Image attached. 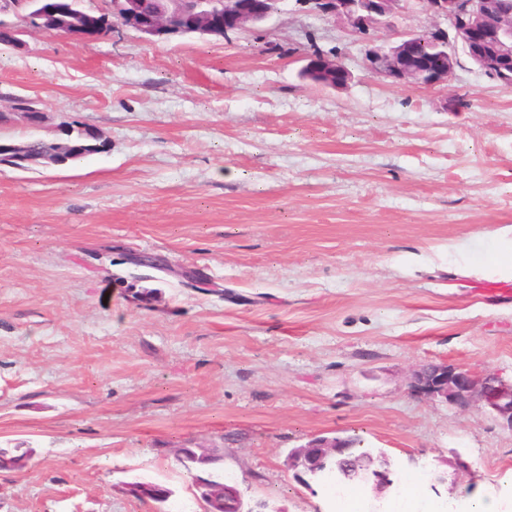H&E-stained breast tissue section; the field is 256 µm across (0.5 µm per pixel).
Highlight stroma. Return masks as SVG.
Returning <instances> with one entry per match:
<instances>
[{"label":"stroma","mask_w":512,"mask_h":512,"mask_svg":"<svg viewBox=\"0 0 512 512\" xmlns=\"http://www.w3.org/2000/svg\"><path fill=\"white\" fill-rule=\"evenodd\" d=\"M25 41L0 88L44 123L0 139L76 122L108 148L0 164V448L30 451L0 512H157L135 480L204 512L181 448L220 449L247 501L339 512L284 461L354 434L457 512L512 495V430L409 389L429 363L512 379V87L463 54L445 87L380 81L296 0L226 39ZM316 53L351 83L302 79Z\"/></svg>","instance_id":"1"}]
</instances>
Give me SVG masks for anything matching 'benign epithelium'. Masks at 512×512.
Returning <instances> with one entry per match:
<instances>
[{"label": "benign epithelium", "mask_w": 512, "mask_h": 512, "mask_svg": "<svg viewBox=\"0 0 512 512\" xmlns=\"http://www.w3.org/2000/svg\"><path fill=\"white\" fill-rule=\"evenodd\" d=\"M147 0H87L98 13L97 24L88 32L77 23L63 30L49 27L42 16L19 9L10 2L14 21L9 35H23L35 28L77 42L98 41L115 31L129 30L146 42L174 36L198 34L226 38L251 33L277 13L280 0H165L168 7L149 14ZM308 11L326 17L366 44L365 68L373 77L392 85L436 87L448 84L457 64L458 51L501 82L512 83V0H421L430 26L423 31L439 46L423 55L417 50L420 33L400 32L394 39L377 42L371 33L389 30L402 0H297ZM303 76L332 89H343L352 80L350 70L324 55L305 58ZM7 103L0 111V125L18 115L37 127L43 111L21 95L3 94ZM72 146L66 140L53 149L31 157L22 143L0 142V163L25 169L47 161L63 164L71 160ZM410 391L425 399H442L461 410L480 406L512 429V382L496 374L476 373L447 363H431L412 374ZM340 440L318 437L288 456V466L304 474L317 475L329 457L339 454ZM390 463L384 461L359 476V481L382 491L393 485ZM207 512H264L266 505L246 503L236 486L209 489L203 493Z\"/></svg>", "instance_id": "7a95c632"}]
</instances>
